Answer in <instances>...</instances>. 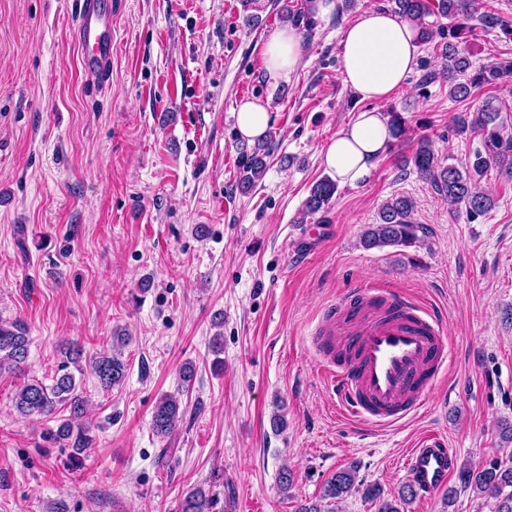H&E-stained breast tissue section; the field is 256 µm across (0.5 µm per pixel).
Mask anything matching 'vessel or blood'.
Wrapping results in <instances>:
<instances>
[{
    "label": "vessel or blood",
    "mask_w": 512,
    "mask_h": 512,
    "mask_svg": "<svg viewBox=\"0 0 512 512\" xmlns=\"http://www.w3.org/2000/svg\"><path fill=\"white\" fill-rule=\"evenodd\" d=\"M73 38L83 70L106 75L112 64V0H79ZM342 322H327L316 369L340 412L361 425L385 426L415 412L447 365L443 317L434 306L386 288L358 289ZM457 452L425 433L408 452L406 470L420 498L448 483Z\"/></svg>",
    "instance_id": "obj_1"
}]
</instances>
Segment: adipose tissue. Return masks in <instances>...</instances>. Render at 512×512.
Here are the masks:
<instances>
[{
    "label": "adipose tissue",
    "instance_id": "1",
    "mask_svg": "<svg viewBox=\"0 0 512 512\" xmlns=\"http://www.w3.org/2000/svg\"><path fill=\"white\" fill-rule=\"evenodd\" d=\"M341 47L344 86L375 104L386 101L402 87L420 55L414 26L384 10L364 12L347 26ZM262 56L268 79H290L305 57L303 38L293 27L278 28L266 40ZM235 118L239 137L257 142L270 125L269 105L259 98L242 100ZM392 139V128L383 112L376 108L361 112L324 149L322 163L338 183L355 182Z\"/></svg>",
    "mask_w": 512,
    "mask_h": 512
}]
</instances>
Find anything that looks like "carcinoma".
<instances>
[{
  "label": "carcinoma",
  "instance_id": "carcinoma-1",
  "mask_svg": "<svg viewBox=\"0 0 512 512\" xmlns=\"http://www.w3.org/2000/svg\"><path fill=\"white\" fill-rule=\"evenodd\" d=\"M392 12L412 22L418 39L427 44L435 38L444 39L440 56L443 60V75L448 78V94L453 99L465 100L472 89L483 85L505 83L512 78V59H499L483 67L471 76H466L471 67L467 53L469 38L475 31H500L512 40V22L499 14L485 9L482 0H392ZM282 14L297 26L309 31L314 25L309 13L292 11L283 6ZM450 19L444 28L429 17ZM500 109L492 101L483 103L472 119L461 117L452 127V132L464 135L481 132L482 148L475 150L469 167L461 171L447 164L435 151L430 137L424 135L417 140L409 159L416 174L427 181L451 206L465 209L468 221L474 222L485 216L493 207L494 199L478 186V181L491 168L512 179V135H505L496 124ZM265 147L257 145L246 156L243 174L239 179L241 190L255 185L266 168ZM336 181L324 177L312 186L305 202L304 216H313L325 209L336 195ZM414 203L405 196L386 201L380 212L379 222L371 224L363 232L361 243L367 249L386 246H410L421 239L425 228L413 221ZM128 336L122 331L114 332L112 348L102 352L91 361V370L101 386L107 390L120 386L126 379L127 364L122 359ZM30 339L26 327L20 322L0 323V373L22 369L29 355ZM80 350L68 346L52 379L46 385L35 381L23 385L16 393L15 409L22 417L34 415L51 418L56 410L65 408L69 417L60 420L56 428H50L45 438L71 449L75 458L90 447L91 437L78 427L75 421L84 410V400L77 392L74 372H82ZM181 401L175 395H165L154 405L152 430L158 437L171 434L183 420ZM358 466L351 463L334 472L323 484L321 499L340 500L353 492H362L365 499L378 505L377 512H403L402 506L410 503L416 492L412 484L402 485L393 494L385 493L377 483L366 484L357 480ZM461 488L471 489L478 495L485 494L495 500L493 512H512V449L507 454L497 455L477 464H466L458 471ZM215 499L200 488L188 492L181 501L180 512H211Z\"/></svg>",
  "mask_w": 512,
  "mask_h": 512
}]
</instances>
